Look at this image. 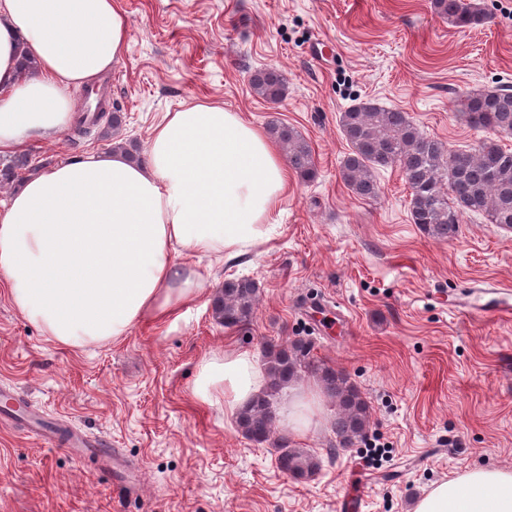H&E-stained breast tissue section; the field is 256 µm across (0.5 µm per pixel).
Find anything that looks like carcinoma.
I'll use <instances>...</instances> for the list:
<instances>
[{"label":"carcinoma","instance_id":"obj_1","mask_svg":"<svg viewBox=\"0 0 512 512\" xmlns=\"http://www.w3.org/2000/svg\"><path fill=\"white\" fill-rule=\"evenodd\" d=\"M437 15L456 28H474L487 22V13L473 0H432ZM252 92L271 104L287 96L283 74L272 67L248 76ZM462 115L474 130L512 133V85L503 84L490 92L468 93L461 100ZM98 119L106 121L101 137L118 134L124 115L115 108ZM341 133L351 152L340 167V177L351 193L361 199L379 195L375 172L397 166L410 190V217L420 231L435 240L459 233L461 218L482 214L491 224L512 229V149L484 138L470 152H452L441 141L424 134L408 114L373 102L360 103L343 112ZM269 135L283 148L288 164L304 182L317 177V165L309 143L294 127L272 122ZM29 166L28 158L0 159V181H11L16 170ZM260 293L250 279L224 281L212 300L218 323L227 328L247 325ZM309 342L298 339L287 347L270 348L266 354V386L236 414V424L245 438L257 445L278 448L277 466L293 476L312 475L318 463L288 441L272 439L274 403L278 392L303 372L314 375L323 392L336 400L333 423L336 442L342 448L366 434L369 410L359 390L345 373L310 360Z\"/></svg>","mask_w":512,"mask_h":512}]
</instances>
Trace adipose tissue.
Wrapping results in <instances>:
<instances>
[{
  "label": "adipose tissue",
  "mask_w": 512,
  "mask_h": 512,
  "mask_svg": "<svg viewBox=\"0 0 512 512\" xmlns=\"http://www.w3.org/2000/svg\"><path fill=\"white\" fill-rule=\"evenodd\" d=\"M129 24L119 0H0V156L73 123L69 91L121 61ZM288 169L257 126L223 105L166 113L143 162L87 151L0 200V278L30 322L58 343L115 340L196 301L202 272L177 254L238 257L268 243ZM255 357L203 360L193 395L235 414L263 388ZM317 401L291 390L282 422L304 435ZM416 512H512V470L479 467L437 484Z\"/></svg>",
  "instance_id": "ef3b65f1"
}]
</instances>
